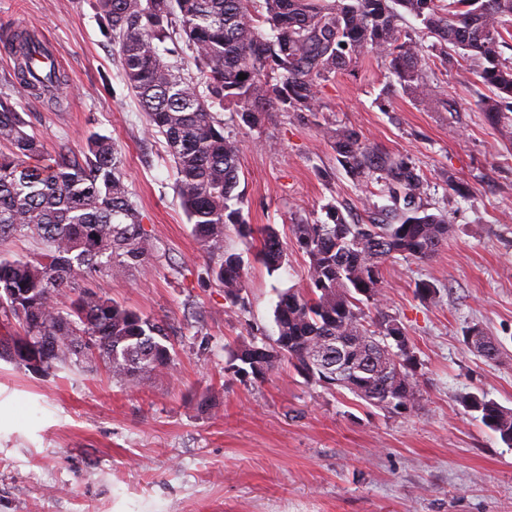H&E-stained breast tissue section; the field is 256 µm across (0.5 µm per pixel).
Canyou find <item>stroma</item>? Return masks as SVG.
<instances>
[{
  "mask_svg": "<svg viewBox=\"0 0 512 512\" xmlns=\"http://www.w3.org/2000/svg\"><path fill=\"white\" fill-rule=\"evenodd\" d=\"M17 30L58 54L62 106L16 96L1 45L0 98L43 140V163L111 137L150 245L146 269L116 278L101 267L75 286L164 320L176 365L119 385L100 362L34 371L1 356L0 512H512V448L463 403L484 394L512 408V151L479 108L487 90L472 62L449 70L429 57V100L365 54L319 87L317 113L266 112L248 128L234 106L218 110L241 146L246 222L273 225L287 245L270 273L257 240L226 229L247 284L238 306L208 272L165 140L121 80L95 0H0V42ZM327 126L406 158L423 178L422 206L451 226L431 258L387 260L381 305L365 310L367 322L385 314L407 331L421 390L408 415L305 382L287 364L261 382L230 369L239 341L276 337L280 294L306 283L292 225L326 222L330 204L354 223L398 218L379 176L339 165ZM423 282L434 298L418 295ZM473 325L501 340L497 360L467 347Z\"/></svg>",
  "mask_w": 512,
  "mask_h": 512,
  "instance_id": "stroma-1",
  "label": "stroma"
}]
</instances>
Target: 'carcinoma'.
<instances>
[{
  "label": "carcinoma",
  "instance_id": "obj_1",
  "mask_svg": "<svg viewBox=\"0 0 512 512\" xmlns=\"http://www.w3.org/2000/svg\"><path fill=\"white\" fill-rule=\"evenodd\" d=\"M96 0L103 28L118 45L120 75L139 99L150 129L163 136L175 169V193L193 231L219 258L211 275L234 303L245 288L242 259L224 250V229L258 236L261 263L269 273L285 261L287 246L271 225L246 223L236 189L240 145L224 136L213 108L229 103L242 123L255 126L264 112H316V93L331 75L348 70L363 54L388 61L398 84L429 99L420 41L400 26L415 17L431 48L449 65L448 46L476 63L490 95L482 102L491 123L512 146V61L502 58L504 35L512 36V0ZM193 53L199 79L159 55L157 44L174 36ZM5 44L17 66V92L59 105L64 84L56 68L33 61L47 54L29 33ZM246 78L241 79L239 75ZM340 165L356 177L380 174L394 204H403L396 224H350L335 206L329 222L295 224L293 234L309 258L308 287L282 293L275 307L278 336L237 345L232 373L264 380L283 361L315 383L338 386L366 405L408 415L419 400V381L405 329L382 316L365 324L360 304H377L382 265L397 255L427 259L448 239L443 215L421 205L423 181L414 166L361 142L352 127L328 128ZM0 241L25 233L46 250L31 262L0 258V309L17 320L20 332L0 350L25 364L17 345L27 343L41 368H65L72 359L94 355L118 382L143 381L174 365L165 325L93 292H83L62 309L57 296L80 273L105 267L114 275L146 267L149 247L138 206L121 172V160L105 135L91 138L83 155H63L42 165L43 145L7 98L0 99ZM469 349L487 360L502 345L478 326L465 332ZM394 353L400 373L388 380L381 358ZM469 410L512 447V409L486 396L470 395Z\"/></svg>",
  "mask_w": 512,
  "mask_h": 512
}]
</instances>
